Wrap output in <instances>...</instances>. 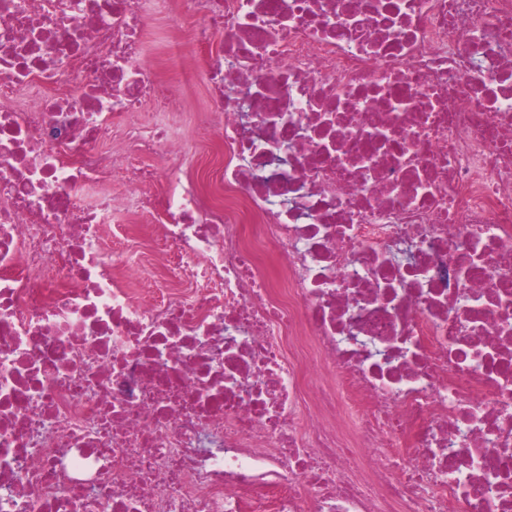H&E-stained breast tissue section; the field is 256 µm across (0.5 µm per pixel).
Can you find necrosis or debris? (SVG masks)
Returning <instances> with one entry per match:
<instances>
[{
    "label": "necrosis or debris",
    "mask_w": 512,
    "mask_h": 512,
    "mask_svg": "<svg viewBox=\"0 0 512 512\" xmlns=\"http://www.w3.org/2000/svg\"><path fill=\"white\" fill-rule=\"evenodd\" d=\"M0 512H512V0H0Z\"/></svg>",
    "instance_id": "4bbe7bcc"
}]
</instances>
